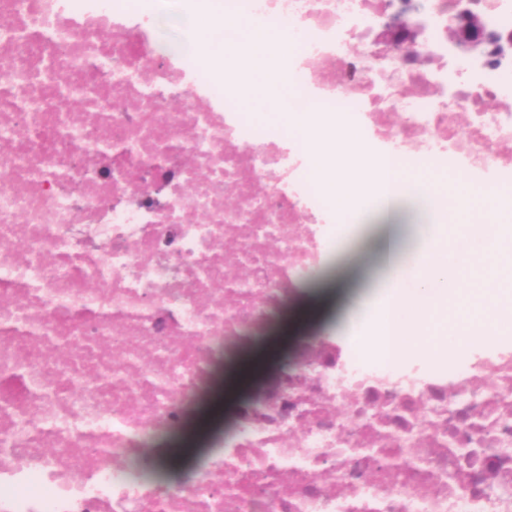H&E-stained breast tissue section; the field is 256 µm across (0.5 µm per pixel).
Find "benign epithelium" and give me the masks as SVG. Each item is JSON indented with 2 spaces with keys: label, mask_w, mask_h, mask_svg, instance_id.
<instances>
[{
  "label": "benign epithelium",
  "mask_w": 512,
  "mask_h": 512,
  "mask_svg": "<svg viewBox=\"0 0 512 512\" xmlns=\"http://www.w3.org/2000/svg\"><path fill=\"white\" fill-rule=\"evenodd\" d=\"M448 27V41L463 54L504 56L512 52V37L491 31L485 17L478 11L459 7ZM423 9L421 0H401V7L392 12L382 13V20L376 32L375 41L386 47L413 48L421 40L422 27L410 20Z\"/></svg>",
  "instance_id": "1"
}]
</instances>
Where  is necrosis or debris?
<instances>
[{
    "instance_id": "4bbe7bcc",
    "label": "necrosis or debris",
    "mask_w": 512,
    "mask_h": 512,
    "mask_svg": "<svg viewBox=\"0 0 512 512\" xmlns=\"http://www.w3.org/2000/svg\"><path fill=\"white\" fill-rule=\"evenodd\" d=\"M269 30L284 91L384 157L492 179L512 165L507 57L448 42L424 0L419 67L375 44L378 0H187ZM156 0H0V512H512V351L438 373L328 337L238 413L192 479L137 484L232 353L322 267L332 211L295 140L240 106L236 32L192 51ZM234 186L235 199L225 189ZM173 16L172 10L164 9L157 16V24L154 30V37L163 44H173L182 27L176 26L172 23L171 18Z\"/></svg>"
}]
</instances>
